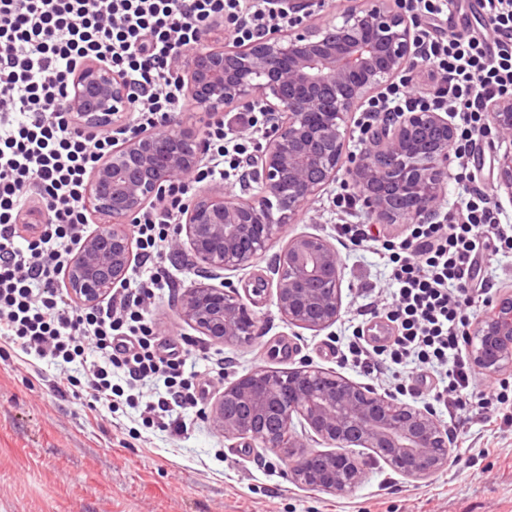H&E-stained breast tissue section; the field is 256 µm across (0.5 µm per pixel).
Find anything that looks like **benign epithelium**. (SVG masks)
<instances>
[{"label": "benign epithelium", "mask_w": 512, "mask_h": 512, "mask_svg": "<svg viewBox=\"0 0 512 512\" xmlns=\"http://www.w3.org/2000/svg\"><path fill=\"white\" fill-rule=\"evenodd\" d=\"M419 26L396 0H342L336 23L275 32L246 45L221 43L208 27L200 46L174 62L184 96L213 113L260 106L272 126L242 178L260 185L259 194L244 199L217 184L197 188L174 245L189 247L207 274L248 268L340 178L375 224L440 222L456 135L448 113H376L359 153L344 158L355 113L417 65ZM128 105L125 81L105 62L88 60L75 70L67 107L78 128L110 130ZM487 111L497 139L507 144L498 188L512 203V98L490 101ZM201 143L200 129L170 117L162 130L141 129L123 139L93 167L86 206L108 222L86 236L66 270V291L76 303L97 305L127 283L135 255L125 225L196 171ZM271 272L276 306L288 324L321 330L341 316L344 266L327 238L290 236ZM179 314L219 343L255 336L256 321L234 288L196 282L182 294ZM468 345L476 371H512V294L490 301ZM211 418L226 436L290 457L291 479L311 489L343 494L356 488L363 478L358 448L410 478L448 465V429L430 408L308 361L280 371L255 369L230 382ZM296 424L332 449L306 446Z\"/></svg>", "instance_id": "obj_1"}]
</instances>
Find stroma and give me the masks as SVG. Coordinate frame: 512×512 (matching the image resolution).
Masks as SVG:
<instances>
[{"instance_id": "obj_1", "label": "stroma", "mask_w": 512, "mask_h": 512, "mask_svg": "<svg viewBox=\"0 0 512 512\" xmlns=\"http://www.w3.org/2000/svg\"><path fill=\"white\" fill-rule=\"evenodd\" d=\"M342 192L340 184L329 185L287 228L291 235L324 236L339 252L344 280L335 324L315 331L281 316L270 271L277 243L253 266L220 275L258 321L248 342H213L180 319L178 301L159 294L153 314L162 335L186 343L199 379L210 385L187 434L130 422L119 411L97 423L80 401L53 395V367H25L0 350V512H512V427L497 428L478 415L458 430L487 451L473 467L452 460L412 479L370 459L363 482L341 495L297 485L287 459L250 439L225 436L211 422L225 383L259 367L288 369L306 360L367 383L337 355L342 343L366 333L370 320L357 309L370 302L371 289L389 286L381 241L405 236L408 227L374 225L378 241L368 247L344 242L333 205ZM218 358L231 363L220 380L209 376Z\"/></svg>"}]
</instances>
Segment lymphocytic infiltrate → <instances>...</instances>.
<instances>
[{
  "instance_id": "1",
  "label": "lymphocytic infiltrate",
  "mask_w": 512,
  "mask_h": 512,
  "mask_svg": "<svg viewBox=\"0 0 512 512\" xmlns=\"http://www.w3.org/2000/svg\"><path fill=\"white\" fill-rule=\"evenodd\" d=\"M425 17L418 29L422 60L441 82L433 96L411 93L400 77L377 101L380 110L447 109L457 137L450 148L465 198L445 224L414 225L387 241L394 290L384 304L361 305L360 315L385 313L398 333L385 349L351 343L353 366L393 376L407 366L435 382L424 395L465 422L512 402L505 384L477 391L466 343L473 285L483 268L512 253V224L502 223L485 182L469 165L475 137L486 129V105L512 96V0H479L480 28L459 36L444 27V0H402ZM221 22L228 38L245 43L301 23L280 0H0V344L30 366L55 365L60 398H87L95 419L117 400L143 422L181 435L200 393L195 366L173 339L155 332L148 307L172 288L166 261L170 228L178 222L188 186L170 187L157 207L133 226L140 248L129 285L98 305L73 306L60 286L69 261L88 233L85 185L111 151L112 133L75 127L66 109L69 80L88 59L110 64L136 104V128H150L183 104L176 56L197 47L206 27ZM253 134L238 135L232 118L206 124L208 165L198 181L241 177L267 126L246 113ZM50 213L36 234L19 235L29 201Z\"/></svg>"
}]
</instances>
